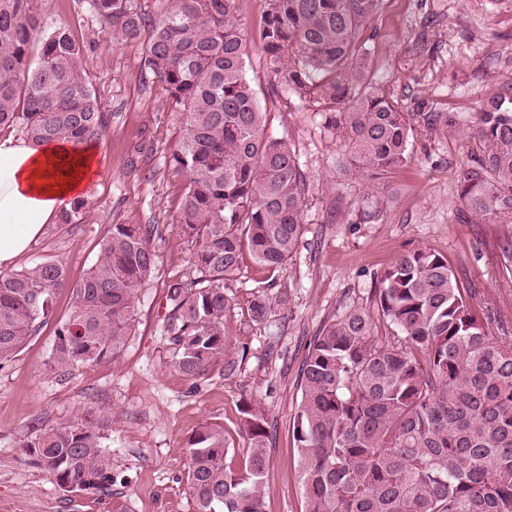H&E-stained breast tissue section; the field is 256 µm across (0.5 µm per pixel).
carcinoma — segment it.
Returning a JSON list of instances; mask_svg holds the SVG:
<instances>
[{
	"label": "carcinoma",
	"mask_w": 512,
	"mask_h": 512,
	"mask_svg": "<svg viewBox=\"0 0 512 512\" xmlns=\"http://www.w3.org/2000/svg\"><path fill=\"white\" fill-rule=\"evenodd\" d=\"M34 0H0V130L36 145L78 150L100 140L105 115L84 67L87 44L50 25ZM158 17L142 0H88L117 43L141 41L143 66L163 102L185 114L169 166L186 174L178 236L190 270L166 294L172 364L193 387L225 358L224 317L244 253L274 273L304 232L308 183L288 140L267 133L269 112L247 78L250 41L239 0H170ZM259 31L272 93L296 96L325 116L346 171L376 186L410 160L411 113L375 78L364 30L380 0H263ZM429 125L469 131L482 145L464 167L459 199L474 223L512 224V86L482 102L470 125L431 112ZM86 199L59 223H84ZM157 224H113L96 262L57 323L60 368L116 361L134 327L139 291L152 276ZM68 287L62 261L0 272V362L11 359L53 314ZM459 284L448 258L430 248L398 255L374 290V311L352 308L314 336L300 373L292 436L303 512H512V342L495 336ZM256 295L249 318L275 312ZM387 333L379 335L380 328ZM248 452L238 465L224 430L204 424L190 440L186 481L196 512H266L272 439L266 413L242 400ZM112 419L80 416L44 426L23 447L65 491L106 492L103 450Z\"/></svg>",
	"instance_id": "carcinoma-1"
}]
</instances>
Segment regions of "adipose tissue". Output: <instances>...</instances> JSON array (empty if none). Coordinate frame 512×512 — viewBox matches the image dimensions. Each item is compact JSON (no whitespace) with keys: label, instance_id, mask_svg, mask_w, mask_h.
<instances>
[{"label":"adipose tissue","instance_id":"1","mask_svg":"<svg viewBox=\"0 0 512 512\" xmlns=\"http://www.w3.org/2000/svg\"><path fill=\"white\" fill-rule=\"evenodd\" d=\"M96 146L75 152L0 135V270L14 266L55 223L63 206L84 197L96 172Z\"/></svg>","mask_w":512,"mask_h":512}]
</instances>
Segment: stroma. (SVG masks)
<instances>
[{"label": "stroma", "mask_w": 512, "mask_h": 512, "mask_svg": "<svg viewBox=\"0 0 512 512\" xmlns=\"http://www.w3.org/2000/svg\"><path fill=\"white\" fill-rule=\"evenodd\" d=\"M37 11L68 26L89 47L90 72L107 123L97 144L98 172L89 209L77 227L48 225L19 267L62 260L70 281L96 261L114 224H156V264L139 293L135 326L117 361L61 371L51 362L55 321L70 310L61 292L44 324L11 361L0 365V512H195L188 489L189 439L201 424L224 428L231 455L242 456V398L255 399L274 428L266 484L268 512H301L302 487L291 421L306 347L349 307L368 308L380 275L404 252L430 247L447 256L496 336L512 337V224L465 221L457 184L478 152L471 137L448 134L415 118L411 159L383 193L368 199L364 180L346 175L342 150L320 116L297 99L270 98L260 63L262 0H241L238 18L252 44L246 74L271 114L268 132L289 139L310 187L305 231L292 260L267 275L244 257L224 320L232 378L211 373L192 387L171 364L164 334L169 283L187 269L190 250L176 234L188 183L167 164L184 133L181 113L162 102L161 87L140 65L142 42L114 43L74 0H34ZM376 77L405 109L423 99L435 112L474 118L481 102L512 85V0H381L368 24ZM287 303L271 323L251 322L250 302L267 279ZM114 424L103 441L112 460L110 491L67 492L39 467L23 443L37 428L86 411Z\"/></svg>", "instance_id": "stroma-1"}]
</instances>
